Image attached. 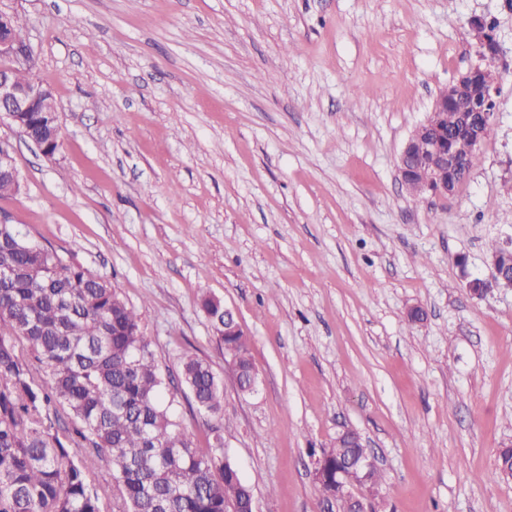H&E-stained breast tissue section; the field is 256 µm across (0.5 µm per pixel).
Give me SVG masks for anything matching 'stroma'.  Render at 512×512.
I'll use <instances>...</instances> for the list:
<instances>
[{"label":"stroma","mask_w":512,"mask_h":512,"mask_svg":"<svg viewBox=\"0 0 512 512\" xmlns=\"http://www.w3.org/2000/svg\"><path fill=\"white\" fill-rule=\"evenodd\" d=\"M60 106V150L0 127L18 194L0 220L106 277L163 374L224 386V455L255 512H323L311 449H372L387 512H512V288L478 299L512 240V0H0ZM495 26V123L447 196L398 157ZM368 89L357 97L358 89ZM465 265H458V258ZM250 338L241 392L203 294ZM421 307L424 321L407 312ZM491 268L492 270L488 277L475 278L468 282L467 287L471 295L475 297H482L492 288L500 286L512 287V274H507V278L504 271H499L498 257H493L491 261ZM482 288H487V290H482Z\"/></svg>","instance_id":"obj_1"}]
</instances>
